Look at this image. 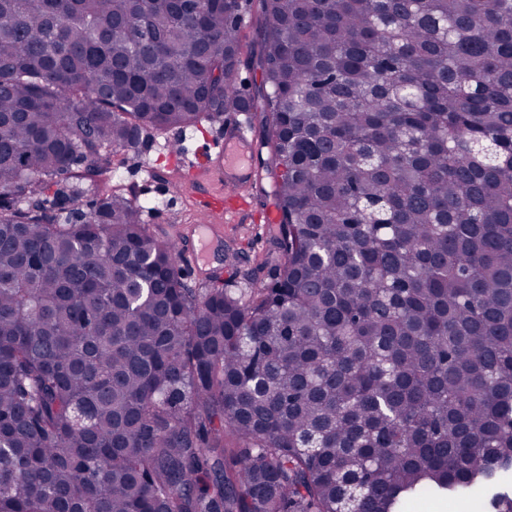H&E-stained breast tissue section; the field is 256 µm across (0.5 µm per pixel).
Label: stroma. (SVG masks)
Segmentation results:
<instances>
[{"label": "stroma", "mask_w": 512, "mask_h": 512, "mask_svg": "<svg viewBox=\"0 0 512 512\" xmlns=\"http://www.w3.org/2000/svg\"><path fill=\"white\" fill-rule=\"evenodd\" d=\"M223 135L220 122L206 123L197 131L183 134L175 130L152 134L142 151L128 154L125 164L113 173L112 188L137 201L152 203V210L143 212L142 222L158 238L192 241L193 184L187 174L219 152ZM245 200L246 212L225 214L216 237L219 242L236 244L242 252V269L263 279L267 276L263 263L272 252V227L259 221L258 216L275 200L272 194L252 191Z\"/></svg>", "instance_id": "stroma-1"}]
</instances>
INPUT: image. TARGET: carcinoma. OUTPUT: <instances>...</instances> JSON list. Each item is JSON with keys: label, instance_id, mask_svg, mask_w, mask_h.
Here are the masks:
<instances>
[{"label": "carcinoma", "instance_id": "1", "mask_svg": "<svg viewBox=\"0 0 512 512\" xmlns=\"http://www.w3.org/2000/svg\"><path fill=\"white\" fill-rule=\"evenodd\" d=\"M0 0V512H512V0ZM258 112L269 282L118 192ZM243 7V35L248 45L257 36V18L259 14L258 0H240ZM248 50L244 47L243 51V62L239 70V81L242 83V92L246 95H259L261 90V70L259 68H253L251 65H247L246 59ZM422 505L435 506V510H445L441 512H484L480 504L472 499L463 498L447 501L432 497L419 498L414 504H412L411 508L408 509V512H431L419 511V507Z\"/></svg>", "mask_w": 512, "mask_h": 512}]
</instances>
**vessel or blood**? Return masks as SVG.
<instances>
[{
	"mask_svg": "<svg viewBox=\"0 0 512 512\" xmlns=\"http://www.w3.org/2000/svg\"><path fill=\"white\" fill-rule=\"evenodd\" d=\"M250 151L246 128L235 123L224 132L223 152L219 153L216 160L204 164L197 179L201 190L195 198V228L202 242L200 248L188 252L192 263L197 264L207 258L210 242L206 234L223 217L225 202L236 200L238 191L248 189L254 171Z\"/></svg>",
	"mask_w": 512,
	"mask_h": 512,
	"instance_id": "vessel-or-blood-1",
	"label": "vessel or blood"
}]
</instances>
